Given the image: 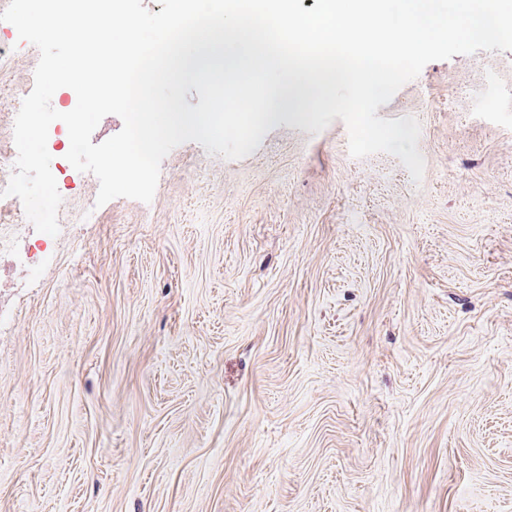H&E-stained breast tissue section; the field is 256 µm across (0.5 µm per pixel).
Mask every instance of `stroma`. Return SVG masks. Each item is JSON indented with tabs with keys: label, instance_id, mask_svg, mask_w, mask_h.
<instances>
[{
	"label": "stroma",
	"instance_id": "obj_1",
	"mask_svg": "<svg viewBox=\"0 0 512 512\" xmlns=\"http://www.w3.org/2000/svg\"><path fill=\"white\" fill-rule=\"evenodd\" d=\"M39 57L0 34L1 150ZM295 113L148 204L72 171L65 239L0 221V512H512V51L378 108L418 183Z\"/></svg>",
	"mask_w": 512,
	"mask_h": 512
}]
</instances>
